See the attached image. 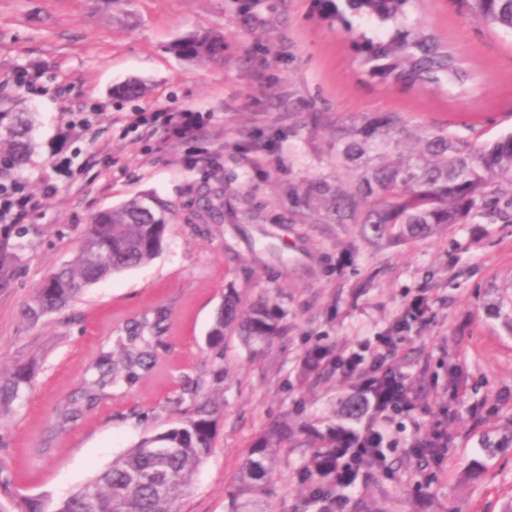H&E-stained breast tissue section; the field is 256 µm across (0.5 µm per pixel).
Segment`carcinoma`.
Segmentation results:
<instances>
[{
    "label": "carcinoma",
    "mask_w": 512,
    "mask_h": 512,
    "mask_svg": "<svg viewBox=\"0 0 512 512\" xmlns=\"http://www.w3.org/2000/svg\"><path fill=\"white\" fill-rule=\"evenodd\" d=\"M328 13L345 28H352L348 15H364L380 23L391 22L386 35L359 40L361 65L372 78L383 83L423 87L444 93L470 79L448 45L427 32L424 22L413 17L419 0H325ZM475 17L512 31V0H472ZM224 50L219 33L192 34L171 46L187 61L213 58ZM24 122L14 118L8 138H0V171L19 169L25 162L27 145L22 140ZM405 133L398 112H381L361 126L336 131V158L360 170L349 183H320L315 194L323 210L318 219L328 224L352 226L361 240L370 244L400 245L433 237L461 224L472 215L497 203L512 192V133L477 145L454 139L445 131L423 137L413 154L390 152L392 139ZM199 218L215 224H251L256 220L244 200L235 206L221 187L205 186L200 192ZM176 217L171 205L152 199L132 198L117 207L97 212L85 226L73 258L50 273L25 304L22 317L30 326L74 302L86 288L129 268L145 264L161 251L168 224ZM39 229L32 224H10L0 230V289L14 287L32 237ZM487 310L500 319L512 336V281L496 289ZM280 312L267 302L242 303L230 292L218 309L206 336L216 362L208 377L187 385L190 405L179 410L169 426L142 438L115 457L54 505L12 489L5 467L0 465V512H178L179 500L189 491L197 468L208 458L217 437L222 404L214 395L224 380L218 364L224 355V336L232 329L245 347L272 343L280 333ZM169 330L162 310L148 311L110 331L96 359L86 369L78 396L57 404L51 429L61 435L85 413L111 398L112 391L135 386L159 366L157 348ZM335 354L330 345L310 351L300 373L327 375L335 372ZM34 363L18 360L0 365V428L12 408L32 386ZM366 397L355 388L324 427L309 428L290 417L268 427L252 443L241 463L236 492L229 512H271L269 482L280 449L301 445L309 449L298 470L304 494L294 512H307L316 504L319 512H343L350 502V488L339 475L336 440L359 430L344 427L336 419L359 423L371 418ZM418 448L431 458L445 448L435 438L418 440ZM390 469L388 456L370 448L361 458L356 477L371 470Z\"/></svg>",
    "instance_id": "cac0c4a2"
}]
</instances>
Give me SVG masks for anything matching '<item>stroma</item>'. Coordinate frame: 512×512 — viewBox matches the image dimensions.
<instances>
[{
	"instance_id": "stroma-1",
	"label": "stroma",
	"mask_w": 512,
	"mask_h": 512,
	"mask_svg": "<svg viewBox=\"0 0 512 512\" xmlns=\"http://www.w3.org/2000/svg\"><path fill=\"white\" fill-rule=\"evenodd\" d=\"M416 13L464 59L467 91L445 95L386 84L360 67L355 43L373 36L363 19L345 30L323 0H0V112L27 111L31 152L21 170L34 192L53 160L59 128L93 115L70 148L78 156L31 221L40 230L14 287L0 290V363L35 358L31 389L17 402L0 447L14 489L65 496L142 437L176 417L189 380L212 361L205 336L226 289L266 300L282 331L258 351L224 342L223 408L216 446L180 512H227L247 447L289 416L310 421L347 396L354 377L305 379L302 357L383 335L412 299L426 315L389 358L417 390L410 412L386 422L390 474H372L352 500L385 512H512V450L491 457L486 439L512 424V337L485 303L512 279V222L490 208L446 234L402 245H369L355 229L309 218L311 182L353 181L339 164L336 130L378 112L402 113L408 133L393 150L417 151L433 129L477 144L512 132V35L476 20L470 0H419ZM223 35L220 56L179 59L173 42ZM28 71L32 85L14 81ZM140 80L136 97L116 85ZM205 112L199 131L167 139L161 125L130 128L136 112ZM261 213L244 231L228 224L198 232L192 217L202 184ZM171 202L177 217L150 262L86 289L60 312L27 327L21 310L46 276L71 260L100 210L141 194ZM272 238H264V231ZM162 308L171 325L160 349L165 372L87 412L66 435L49 433L56 403L77 391L115 323ZM458 369L457 387L448 383ZM441 430L450 443L435 472L421 470L413 443ZM302 449L284 448L271 489L276 512L301 496Z\"/></svg>"
}]
</instances>
